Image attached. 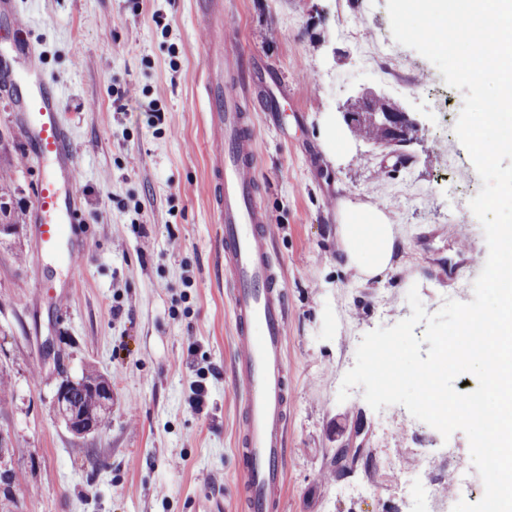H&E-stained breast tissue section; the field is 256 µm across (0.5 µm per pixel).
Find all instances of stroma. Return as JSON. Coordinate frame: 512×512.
<instances>
[{
    "label": "stroma",
    "instance_id": "1",
    "mask_svg": "<svg viewBox=\"0 0 512 512\" xmlns=\"http://www.w3.org/2000/svg\"><path fill=\"white\" fill-rule=\"evenodd\" d=\"M17 3L64 93L87 246L71 267L40 250L31 214L41 165L0 93V170L10 171L0 199L20 218L0 236V432L10 441L0 468L13 475L0 512H191L195 498L236 512L241 395L198 96L207 33L192 0ZM224 8L250 62L249 90L266 103L255 115L258 175L284 273L293 387L283 512H408L403 475L425 451L438 461L423 478L448 498L440 452L448 446L469 461L463 432L445 440L403 406L373 410L358 386L345 401L337 395L363 335L410 316V288L437 312L456 285L441 279L443 266L487 249L473 213L448 221L439 141L463 94L406 49L416 93L395 101L420 128L394 166L342 112L358 92L387 85L331 87L358 53L336 34V0H224ZM439 98L448 115L437 113ZM151 103L164 115L155 126L144 115ZM334 127L345 132L336 150L327 146ZM346 207L377 208L398 229L386 278L345 265L336 226ZM45 278L56 292L39 288ZM89 369L110 379L112 413L99 434L78 438L55 418L52 398L60 374ZM341 447L359 451L342 473L332 464Z\"/></svg>",
    "mask_w": 512,
    "mask_h": 512
}]
</instances>
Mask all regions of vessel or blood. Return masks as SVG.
Instances as JSON below:
<instances>
[{"instance_id":"obj_1","label":"vessel or blood","mask_w":512,"mask_h":512,"mask_svg":"<svg viewBox=\"0 0 512 512\" xmlns=\"http://www.w3.org/2000/svg\"><path fill=\"white\" fill-rule=\"evenodd\" d=\"M208 32L201 98L209 133L208 194L219 226L224 281L230 295L236 352L232 374L242 387L235 454L244 512H281L291 378L286 357L287 294L269 247L271 218L258 200L254 112L259 102L238 77L242 53L224 15V0H195ZM0 20L12 28L19 66L9 74L22 138L34 146L42 170L33 201L45 251L72 262L81 250V223L69 173L76 157L61 124L62 96L32 47V30L16 0H0Z\"/></svg>"}]
</instances>
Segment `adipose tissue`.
Returning a JSON list of instances; mask_svg holds the SVG:
<instances>
[{"label": "adipose tissue", "mask_w": 512, "mask_h": 512, "mask_svg": "<svg viewBox=\"0 0 512 512\" xmlns=\"http://www.w3.org/2000/svg\"><path fill=\"white\" fill-rule=\"evenodd\" d=\"M336 236L348 266L368 280L382 279L393 269L397 232L375 208H346Z\"/></svg>", "instance_id": "ef3b65f1"}]
</instances>
